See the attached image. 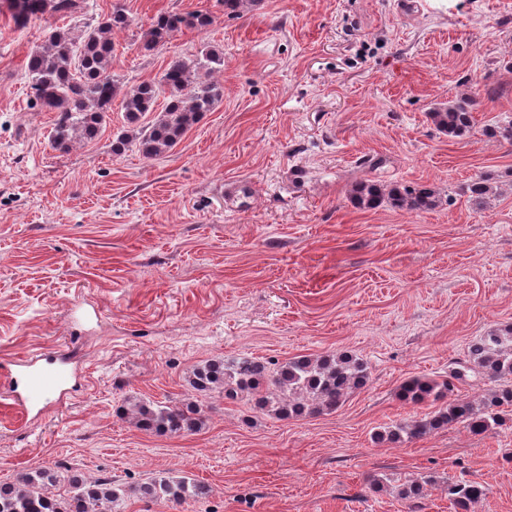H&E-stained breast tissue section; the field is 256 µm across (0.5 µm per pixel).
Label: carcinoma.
I'll return each mask as SVG.
<instances>
[{
  "instance_id": "carcinoma-1",
  "label": "carcinoma",
  "mask_w": 512,
  "mask_h": 512,
  "mask_svg": "<svg viewBox=\"0 0 512 512\" xmlns=\"http://www.w3.org/2000/svg\"><path fill=\"white\" fill-rule=\"evenodd\" d=\"M5 2L15 24L24 25L34 17L46 15L74 20L85 0ZM260 2L222 0V5L224 14L239 17ZM213 23L209 13H161L144 32L142 49L153 52L177 32L204 31ZM128 24L126 11L117 2L101 22L85 24L78 39L52 28L29 55L26 71L35 105L54 114L53 148L65 152L77 141L95 139L112 100L119 96L124 125L112 140V154L121 156L134 148L143 158L153 159L176 145L223 96L222 87L211 76L224 66V53L213 46L192 57L172 59L157 82L144 81L120 91V83L112 74L116 48L111 34ZM161 97L166 100L164 109L152 121L142 122L147 113L155 111ZM474 106V98L460 97L434 108L429 116L440 132L456 138L474 130ZM468 189L478 198L493 193L487 176L474 178ZM349 199L360 209L389 207L408 212L430 211L443 203L435 189L388 187L376 182L355 184ZM369 374L367 361L345 351L277 364L253 356H233L195 368L188 376V385L194 393L218 392L231 401L251 396L263 413L296 419L335 411L367 383ZM477 377L496 382L498 387L478 401L453 397L456 383ZM398 397L406 403L432 402L437 407L420 418L383 428L373 435L374 442L401 445L455 424L465 425L474 434L503 426L512 409V326L472 343L465 358L453 362L445 379H407L399 387ZM125 416L139 430L170 435L194 432L203 422L202 408L195 402L137 401L130 404ZM429 483L428 479L401 484L397 494L406 500H417ZM132 493L146 502L182 504L208 497L210 489L202 482L174 475L154 477L125 488L108 479L88 481L43 466L12 483L0 484V512H126V501ZM483 494V486L476 481L462 479L448 484V495L463 512Z\"/></svg>"
}]
</instances>
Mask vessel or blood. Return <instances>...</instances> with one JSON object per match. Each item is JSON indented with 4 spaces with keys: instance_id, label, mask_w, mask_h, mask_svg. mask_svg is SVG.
Segmentation results:
<instances>
[{
    "instance_id": "obj_1",
    "label": "vessel or blood",
    "mask_w": 512,
    "mask_h": 512,
    "mask_svg": "<svg viewBox=\"0 0 512 512\" xmlns=\"http://www.w3.org/2000/svg\"><path fill=\"white\" fill-rule=\"evenodd\" d=\"M71 360L67 352L33 354L14 361L16 372L25 381L23 392L11 398L22 411H30L52 396L68 392L72 379Z\"/></svg>"
}]
</instances>
